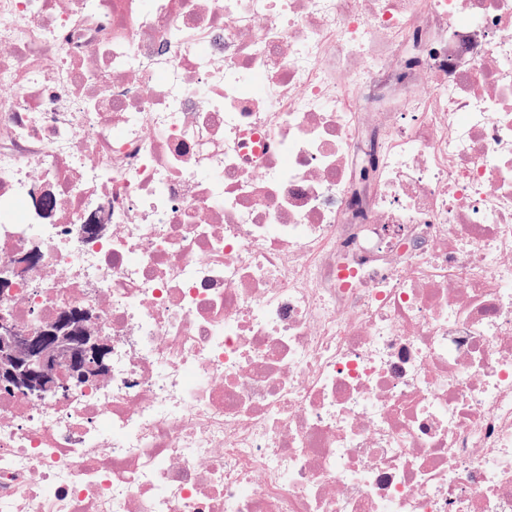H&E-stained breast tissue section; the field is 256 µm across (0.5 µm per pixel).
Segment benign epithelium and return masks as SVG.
<instances>
[{
	"mask_svg": "<svg viewBox=\"0 0 512 512\" xmlns=\"http://www.w3.org/2000/svg\"><path fill=\"white\" fill-rule=\"evenodd\" d=\"M41 254L33 247L29 252L7 267L0 269V292L17 287L18 276L39 265ZM90 319L87 310L65 312L51 329L36 327L29 335L22 336L6 318H0V382L10 388L18 387L32 396L40 397L51 391L66 394L71 384L58 377L59 363L68 359L71 353L63 349L69 340L63 331L73 322H85ZM81 358L75 385L99 376L108 367L106 358L109 349L105 347L96 333L88 326L81 336Z\"/></svg>",
	"mask_w": 512,
	"mask_h": 512,
	"instance_id": "1",
	"label": "benign epithelium"
}]
</instances>
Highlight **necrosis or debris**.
Instances as JSON below:
<instances>
[{
  "mask_svg": "<svg viewBox=\"0 0 512 512\" xmlns=\"http://www.w3.org/2000/svg\"><path fill=\"white\" fill-rule=\"evenodd\" d=\"M32 247L0 512H512V0H0ZM90 319L88 310H73L59 317L51 329L36 327L29 336H20L6 318H0V381L9 388L18 387L32 396L40 397L51 391L66 394L72 385L58 377L59 363L69 359L71 353L64 351L63 344L70 333L62 331L72 322ZM56 355H54V353ZM72 339V345L75 349L79 347L78 336H81L80 331H75ZM82 347L80 350L82 364L80 363L79 372L75 375V386L86 383V381L98 377L100 373L107 370L108 363L106 358L109 354V349L105 347L96 333L89 327L85 326L83 336H81ZM89 358L88 362L85 360Z\"/></svg>",
  "mask_w": 512,
  "mask_h": 512,
  "instance_id": "necrosis-or-debris-1",
  "label": "necrosis or debris"
}]
</instances>
